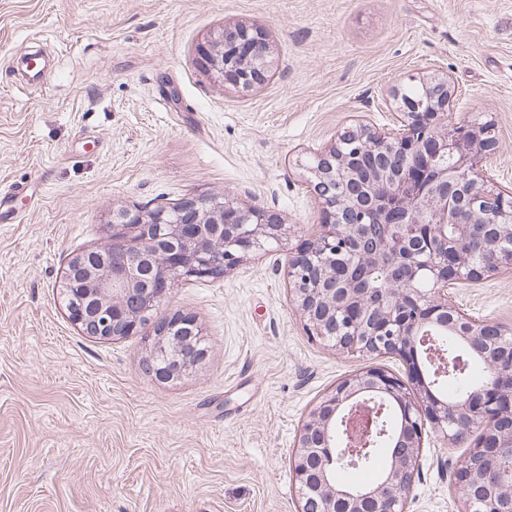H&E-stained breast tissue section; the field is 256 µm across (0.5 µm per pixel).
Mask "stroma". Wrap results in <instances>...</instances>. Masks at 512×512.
Masks as SVG:
<instances>
[{
	"label": "stroma",
	"instance_id": "35a3bbf8",
	"mask_svg": "<svg viewBox=\"0 0 512 512\" xmlns=\"http://www.w3.org/2000/svg\"><path fill=\"white\" fill-rule=\"evenodd\" d=\"M268 29L275 74L239 92L195 59L224 24ZM455 85L454 122L493 120L512 189V0H0V512H298L292 455L309 410L395 358L336 351L292 306L288 248L317 223L313 154L392 126L394 91ZM229 193L287 240L159 308L192 314L207 355L161 383L144 336L99 340L60 294L111 211ZM466 316L512 325V271L451 289ZM468 443L430 434L407 512H462Z\"/></svg>",
	"mask_w": 512,
	"mask_h": 512
}]
</instances>
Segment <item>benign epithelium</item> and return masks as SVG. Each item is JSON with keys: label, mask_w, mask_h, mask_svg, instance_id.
Returning <instances> with one entry per match:
<instances>
[{"label": "benign epithelium", "mask_w": 512, "mask_h": 512, "mask_svg": "<svg viewBox=\"0 0 512 512\" xmlns=\"http://www.w3.org/2000/svg\"><path fill=\"white\" fill-rule=\"evenodd\" d=\"M275 46L263 28L225 24L196 48L199 70L224 88L249 91L265 84ZM420 99L399 102L391 128L361 125L314 153L309 185L319 199V223L288 249L285 272L297 312L309 334L340 352L396 357L398 377L380 365L340 382L303 424L292 466L300 512H405L420 473L425 436L451 444L473 438L469 454L482 459L475 474L460 464L453 489L464 512H501L512 503L504 464L512 459V432H496L512 417V327L463 315L448 288L512 269V190L495 184L489 162L498 148L492 123L449 121L450 77L423 82ZM378 157L366 171L355 161ZM383 226L373 245L369 227ZM463 229L448 238V225ZM109 242L75 258L63 278L70 320L100 340L149 327L147 367L162 382L188 376L202 357L196 318L154 311L183 280L221 275L243 255L279 243L288 227L276 213L242 207L229 194L193 195L171 206L112 212ZM483 250L469 247L473 234ZM389 286L368 288L375 268ZM464 323L462 336L488 367L480 386L448 400L430 388L416 362L417 340L428 324ZM393 402L401 415L402 453L391 457L372 484L352 488L336 479V464L362 456L375 423L370 399Z\"/></svg>", "instance_id": "7a95c632"}]
</instances>
